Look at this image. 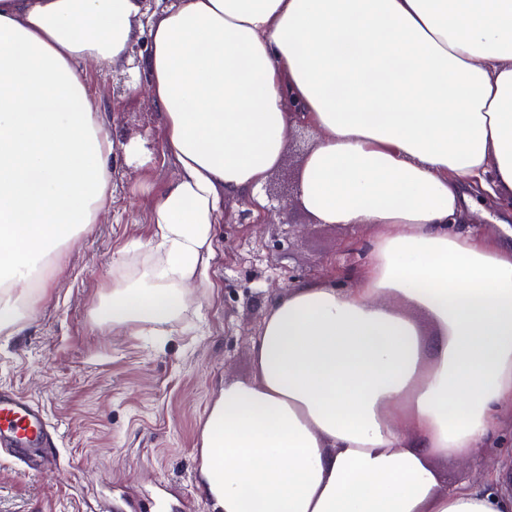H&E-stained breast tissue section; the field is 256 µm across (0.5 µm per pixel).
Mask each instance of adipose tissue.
<instances>
[{"label":"adipose tissue","instance_id":"ef3b65f1","mask_svg":"<svg viewBox=\"0 0 512 512\" xmlns=\"http://www.w3.org/2000/svg\"><path fill=\"white\" fill-rule=\"evenodd\" d=\"M143 65L176 175L152 263L97 320L163 336L208 287L224 200L259 188L289 135L316 134L298 199L370 227L351 285L268 306L255 377L228 380L197 443L215 512H512V471L448 486L512 407V0H0V332L42 260L112 208L114 143L89 65ZM434 330L425 341L415 313Z\"/></svg>","mask_w":512,"mask_h":512}]
</instances>
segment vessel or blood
<instances>
[{
    "mask_svg": "<svg viewBox=\"0 0 512 512\" xmlns=\"http://www.w3.org/2000/svg\"><path fill=\"white\" fill-rule=\"evenodd\" d=\"M51 442L50 425L38 405L19 394L0 392V453L17 459Z\"/></svg>",
    "mask_w": 512,
    "mask_h": 512,
    "instance_id": "1",
    "label": "vessel or blood"
}]
</instances>
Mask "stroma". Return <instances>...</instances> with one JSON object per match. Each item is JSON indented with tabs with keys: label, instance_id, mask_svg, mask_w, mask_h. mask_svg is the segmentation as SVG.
<instances>
[{
	"label": "stroma",
	"instance_id": "35a3bbf8",
	"mask_svg": "<svg viewBox=\"0 0 512 512\" xmlns=\"http://www.w3.org/2000/svg\"><path fill=\"white\" fill-rule=\"evenodd\" d=\"M140 41L129 59L89 81L114 141L112 212L70 248L59 272L39 279L40 298L11 335H0V390L47 414L57 465L0 461V512H214L197 489L195 448L225 380H248L252 342L269 302L298 281L357 265V230L314 223L298 199L268 224L244 223L242 200L224 202L210 285L192 289L186 310L156 337L113 333L93 314L115 276L148 260L150 214L175 175L161 119L144 96ZM315 138L292 129L282 166L261 196H287ZM488 445L474 458L440 461L448 485L494 470Z\"/></svg>",
	"mask_w": 512,
	"mask_h": 512
}]
</instances>
